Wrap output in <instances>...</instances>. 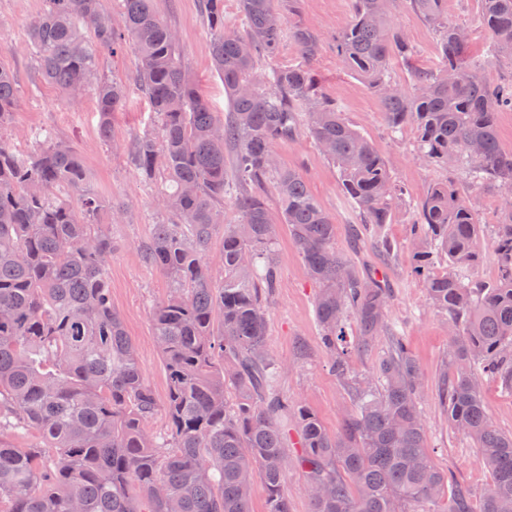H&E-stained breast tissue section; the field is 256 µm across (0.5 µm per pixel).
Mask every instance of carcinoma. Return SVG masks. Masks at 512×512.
I'll list each match as a JSON object with an SVG mask.
<instances>
[{"label":"carcinoma","instance_id":"carcinoma-1","mask_svg":"<svg viewBox=\"0 0 512 512\" xmlns=\"http://www.w3.org/2000/svg\"><path fill=\"white\" fill-rule=\"evenodd\" d=\"M104 2L46 0L29 22L28 41L39 75L64 100L77 102L74 90L92 96L105 142L127 85L99 74L100 56L128 45L135 51L134 81L160 132L136 138L129 156L173 216L155 225L142 250L170 283L153 311L167 394L159 400L143 380L136 346L112 307V225L100 217L117 221L123 209L91 188L80 152L50 130L31 131L35 152L16 150L6 134L16 81L1 66L0 512H251L257 479L266 512H290L283 489L290 417L306 485L331 487L327 496H309L311 512H415L428 503L443 504L439 512H512V434L492 425L483 395L488 379L512 394V150L497 134L499 112L512 110V79L495 81L467 63L468 32L448 18V0H409L447 64L414 76L408 90L389 63L416 47L391 23L390 0H351L352 20L336 35V59L378 96L391 134L415 127L417 160L501 197L489 282L470 275L482 244L465 189L435 182L416 209H404L416 274L448 315V421L490 474L476 511L471 492L427 448L423 374L387 320L388 288L361 278L336 250L332 216L297 170L274 159V144L307 135L336 167L361 224L391 223L404 200L378 149L318 92L310 62L319 41L294 21L300 0H239L242 33L225 28L224 0H202L214 69L231 101L221 118L156 0H116L120 27L104 23L112 15ZM479 21L492 35V55L512 62V0H480ZM285 37L304 63L262 68ZM226 201L238 213L235 224L220 220ZM279 224L320 286L314 318L338 378L348 381L350 323L359 350L389 336L368 381L353 388L355 409L336 434L277 391L263 295L276 286ZM437 259L445 270L431 275ZM214 261L224 272L218 279ZM160 411L162 433L149 427ZM29 432L36 444L13 442Z\"/></svg>","mask_w":512,"mask_h":512}]
</instances>
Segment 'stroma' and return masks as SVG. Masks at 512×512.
Returning a JSON list of instances; mask_svg holds the SVG:
<instances>
[{
  "label": "stroma",
  "instance_id": "35a3bbf8",
  "mask_svg": "<svg viewBox=\"0 0 512 512\" xmlns=\"http://www.w3.org/2000/svg\"><path fill=\"white\" fill-rule=\"evenodd\" d=\"M156 5L163 19L176 29L180 53L211 111L220 115L229 112L230 100L213 69L199 0H156ZM44 7L45 0H0V66L14 73L17 84V107L7 134L18 150L27 153L36 148L30 130H51L57 140L74 146L84 157L92 188L111 197L113 203L126 206V214L112 226L114 251L108 266L112 305L137 347L144 381L162 399L167 393V377L154 337L152 311L166 298L169 283L160 271L144 262L141 247L164 213L154 187L144 182L128 156L132 141L146 133H158L159 124L145 95L133 88L123 107L112 115L111 142H104L92 98L68 103L41 79L28 43L27 24ZM479 11L478 0H448L450 17L470 34L468 62L485 66L492 77L512 76V64L489 56L490 36L478 22ZM351 16V0H302L298 20L320 42V53L313 63L318 85L379 150L394 179L405 188L407 199H419L431 184L447 180L448 174L415 159L413 128L391 136L377 95L362 78L338 64L336 35ZM391 21L404 29L416 46L410 62L395 60L390 64L402 87H409L412 69L442 68L434 31L410 10L406 0H394ZM273 154L279 165L304 176L335 221L337 250L347 255L361 277H383L391 294L388 318L401 332L424 375L420 405L432 459L439 468L452 471L462 486L483 490L489 475L470 441L449 425L439 396L449 368L448 321L432 310L426 289L413 273L414 248L408 221L397 216L379 232L372 225L357 223L352 207L341 195L335 167L307 136L275 144ZM380 235L392 243L391 252L378 247L376 238ZM274 252L278 286L265 300L266 347L284 367L278 387L289 399L315 412L327 430L337 432L353 407V397L350 388L331 371L314 321L319 287L308 276L287 225L278 229Z\"/></svg>",
  "mask_w": 512,
  "mask_h": 512
}]
</instances>
